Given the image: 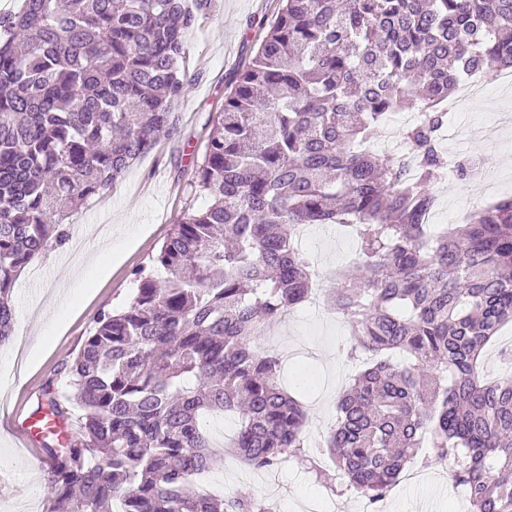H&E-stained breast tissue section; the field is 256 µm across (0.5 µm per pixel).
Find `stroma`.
Listing matches in <instances>:
<instances>
[{"mask_svg":"<svg viewBox=\"0 0 512 512\" xmlns=\"http://www.w3.org/2000/svg\"><path fill=\"white\" fill-rule=\"evenodd\" d=\"M278 0H212L187 37V69L192 85L174 109L175 132L136 161L112 189L79 207L70 234L25 268L15 282L13 342L0 346V512H44L45 471L17 426L37 406L49 383L60 382L59 367L82 348L94 317L122 308L132 294L134 270L151 267L171 229L191 208L205 205L190 195L200 159L228 81L248 61L264 36L263 25ZM512 112V95L491 91L488 99L467 107L460 122L464 155L480 160L487 174L512 162V131L473 133L488 112ZM357 242L346 228L311 225L300 248L318 274V291L262 336L264 350L282 361V384L302 399L310 441L319 440L336 417L340 395L359 369L343 353L348 330L327 303L336 270L351 266ZM450 461L436 460L422 470L421 481L400 480L381 512H457L462 489L448 480ZM214 492L245 494L275 505L276 512H307L325 492L315 476L294 461L258 472L249 466H224L204 478Z\"/></svg>","mask_w":512,"mask_h":512,"instance_id":"1","label":"stroma"}]
</instances>
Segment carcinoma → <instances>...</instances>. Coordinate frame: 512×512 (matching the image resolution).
Listing matches in <instances>:
<instances>
[{"mask_svg": "<svg viewBox=\"0 0 512 512\" xmlns=\"http://www.w3.org/2000/svg\"><path fill=\"white\" fill-rule=\"evenodd\" d=\"M212 0H23L0 12V345L12 287L77 206L171 134L190 86L185 39ZM512 67V0H280L228 83L188 209L101 311L41 408L77 424L44 444L45 512H265L246 495L189 492L229 447L271 471L300 457L307 416L281 384L265 330L313 292L306 224H353L360 245L332 289L353 378L324 438L348 488L382 501L421 450L454 460L471 512H512V377L489 381V345L512 323V197L467 223L425 218L448 170L439 104L459 82ZM412 162L367 144L390 114ZM165 273L159 279L155 270ZM398 353L402 363L390 360Z\"/></svg>", "mask_w": 512, "mask_h": 512, "instance_id": "obj_1", "label": "carcinoma"}]
</instances>
